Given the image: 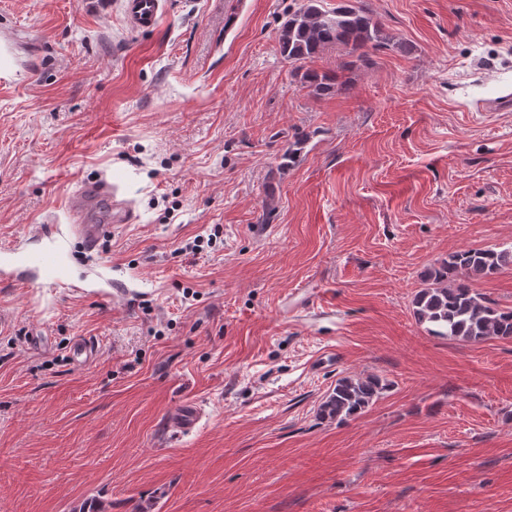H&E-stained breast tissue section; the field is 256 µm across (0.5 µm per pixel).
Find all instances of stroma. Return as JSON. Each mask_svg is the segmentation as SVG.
Returning a JSON list of instances; mask_svg holds the SVG:
<instances>
[{"label": "stroma", "instance_id": "stroma-1", "mask_svg": "<svg viewBox=\"0 0 512 512\" xmlns=\"http://www.w3.org/2000/svg\"><path fill=\"white\" fill-rule=\"evenodd\" d=\"M362 3L387 43L325 51L318 96L279 52L296 0H168L144 33L123 0H0V249L66 233L63 285L0 281V512H512V341L412 305L448 254L512 250V111L481 108L512 0ZM101 175L134 219L89 252L66 202ZM388 386L378 375L341 378L319 408L322 420L342 422L364 411ZM200 421V411L191 402H181L166 421L167 432L171 434L190 433Z\"/></svg>", "mask_w": 512, "mask_h": 512}]
</instances>
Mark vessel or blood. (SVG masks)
<instances>
[{"mask_svg":"<svg viewBox=\"0 0 512 512\" xmlns=\"http://www.w3.org/2000/svg\"><path fill=\"white\" fill-rule=\"evenodd\" d=\"M165 10V0H125L124 17L134 31L153 30ZM70 217L76 233L86 250H95L108 236L113 225L127 224L132 219L131 205L123 197L121 188L111 179L101 178L79 185L69 203ZM15 269L36 272L43 284L53 285L59 280L60 262L57 250L45 249L33 254H22L11 260ZM200 411L185 401L169 415L166 428L172 434H185L196 429Z\"/></svg>","mask_w":512,"mask_h":512,"instance_id":"obj_1","label":"vessel or blood"}]
</instances>
